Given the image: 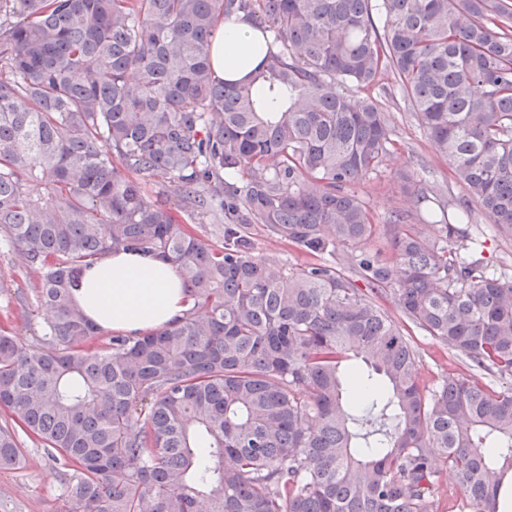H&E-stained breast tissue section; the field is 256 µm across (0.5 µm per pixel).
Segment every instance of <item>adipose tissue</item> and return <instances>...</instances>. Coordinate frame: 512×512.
<instances>
[{"label": "adipose tissue", "mask_w": 512, "mask_h": 512, "mask_svg": "<svg viewBox=\"0 0 512 512\" xmlns=\"http://www.w3.org/2000/svg\"><path fill=\"white\" fill-rule=\"evenodd\" d=\"M257 30L246 17L219 23L212 65L222 79H242L260 61ZM77 305L101 330L141 336L170 326L189 303L176 265L150 253H110L89 268L77 286Z\"/></svg>", "instance_id": "ef3b65f1"}]
</instances>
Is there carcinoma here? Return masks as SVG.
I'll return each mask as SVG.
<instances>
[{"instance_id":"obj_1","label":"carcinoma","mask_w":512,"mask_h":512,"mask_svg":"<svg viewBox=\"0 0 512 512\" xmlns=\"http://www.w3.org/2000/svg\"><path fill=\"white\" fill-rule=\"evenodd\" d=\"M241 14L263 61L229 82L212 41ZM389 75L466 193L433 238L354 191L395 151ZM473 202L512 234V0H0V241L49 313L30 348L0 330V472L20 429L66 512H433L446 474L498 512L512 387L478 374L512 377V275L473 255ZM206 216L222 244L183 227ZM253 224L312 261L256 254ZM120 250L173 260L192 306L99 344L74 287ZM403 321L475 373L422 388Z\"/></svg>"}]
</instances>
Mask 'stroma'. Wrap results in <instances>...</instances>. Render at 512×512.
I'll return each instance as SVG.
<instances>
[{"instance_id": "1", "label": "stroma", "mask_w": 512, "mask_h": 512, "mask_svg": "<svg viewBox=\"0 0 512 512\" xmlns=\"http://www.w3.org/2000/svg\"><path fill=\"white\" fill-rule=\"evenodd\" d=\"M385 85L380 99L394 131L396 151L386 167L357 186L379 224L386 223L392 212L411 207L401 192L397 171L416 179L425 178L448 201H457L463 194L447 160L434 150L394 79L386 78ZM469 229L473 237L483 241L487 262L512 271V236L499 233L477 206L472 209ZM38 280V273L27 266L17 250L0 245V327L7 328L24 347L34 344L46 317L34 296ZM408 334L418 353L422 386L433 387L451 372L468 373V366L449 354L442 344L413 328ZM21 443L25 449L23 467L0 472V512H65L62 482L55 463L40 444L26 437Z\"/></svg>"}]
</instances>
